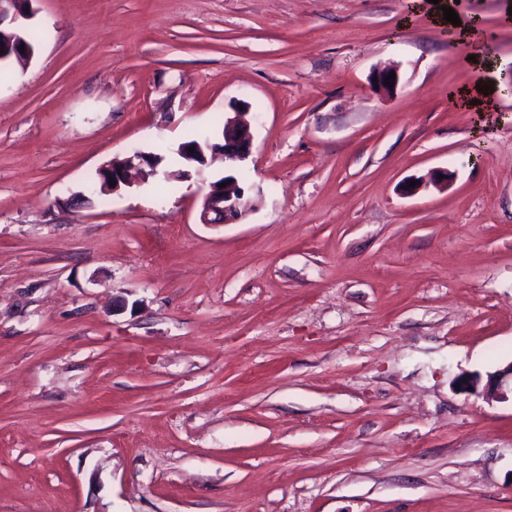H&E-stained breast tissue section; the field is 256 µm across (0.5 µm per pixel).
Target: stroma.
I'll use <instances>...</instances> for the list:
<instances>
[{"label":"stroma","mask_w":512,"mask_h":512,"mask_svg":"<svg viewBox=\"0 0 512 512\" xmlns=\"http://www.w3.org/2000/svg\"><path fill=\"white\" fill-rule=\"evenodd\" d=\"M0 64V512H512V95L408 0H33ZM506 0H459L512 84ZM398 85L377 91V70ZM259 116L255 211L201 223ZM157 153L164 179L89 195ZM448 173V186L403 191ZM493 89L489 91H478L476 86H460L448 90V100L454 106L466 107L469 110L485 116L484 112H492V103L494 98L500 92V87L494 83ZM487 92V95H484ZM475 99H479L480 103L472 105ZM233 117L224 119V129L222 132L223 144L210 143V140L202 144L192 145L207 139L202 131L189 132L186 135L184 143L192 145L187 146L181 143L178 148L179 156L185 161H191L193 157L205 159V149L218 151L224 157V163L228 169L235 168L240 162L246 160L252 147L253 135L251 132L252 124L256 116L250 112H233ZM241 131V134H238ZM189 147L194 152H189ZM157 166L158 164L152 160V155L144 152H137L124 159L112 160V163L105 165L98 171L97 179L98 181L99 177L101 179V192L112 191L113 193L122 187H131L134 177L146 181L149 176L156 175ZM110 178L115 179V187L110 185ZM509 382L512 399V362L488 374L484 383H482V378L479 374H465L456 380V384H459V390L463 393L482 395L483 397L497 400L506 398L505 387ZM468 388H473V391H468Z\"/></svg>","instance_id":"35a3bbf8"}]
</instances>
